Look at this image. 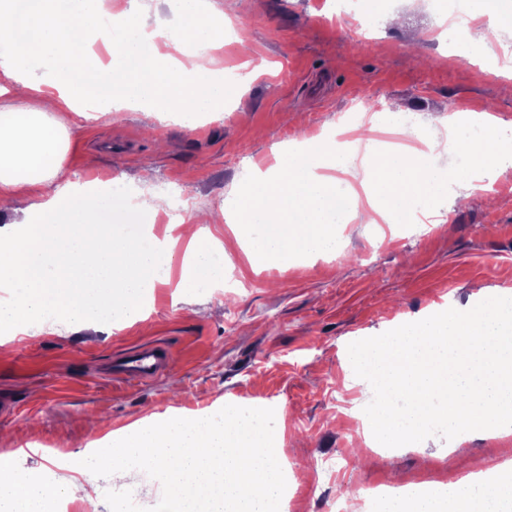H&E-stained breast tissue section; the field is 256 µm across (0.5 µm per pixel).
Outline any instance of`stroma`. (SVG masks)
I'll list each match as a JSON object with an SVG mask.
<instances>
[{
    "mask_svg": "<svg viewBox=\"0 0 512 512\" xmlns=\"http://www.w3.org/2000/svg\"><path fill=\"white\" fill-rule=\"evenodd\" d=\"M235 25L244 50L215 57L231 73L253 78L220 118L193 129L154 121L144 131L136 112L79 119L67 158L81 180L131 182L150 162L155 192L176 202L172 218L194 221L193 203L219 211L255 167L274 163L272 148L298 131L316 136L361 112L390 108L442 133V117L459 106L488 112L512 128V96L489 65L512 47L500 34L495 51L468 59L434 36L441 0H376L379 21L368 24L359 0H207ZM500 205L475 195L465 208L445 205L440 224H340L336 249L312 261L254 267L224 221L206 233L224 244V287L154 288L145 325L113 320L79 329L58 322L0 351V453L17 452L23 472L82 484L84 500L55 503L56 512H109L105 487L135 489L138 504L156 505L159 481L102 480L87 470H62L59 456L83 454L89 442L140 418L218 412L226 401L277 405L284 424L278 448L293 478L288 512H379L368 498L375 483L423 484L463 473L470 458L507 454L512 436L474 435L464 457L444 455L448 443L426 441V453L399 451L339 463L356 435L347 414L372 395L356 384L347 347L382 334L395 321H418L431 306L473 307L483 289L512 288V165L499 169ZM168 347L170 368L139 385L112 383L105 362L148 341Z\"/></svg>",
    "mask_w": 512,
    "mask_h": 512,
    "instance_id": "1",
    "label": "stroma"
}]
</instances>
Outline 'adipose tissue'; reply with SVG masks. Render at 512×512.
<instances>
[{"label":"adipose tissue","instance_id":"obj_1","mask_svg":"<svg viewBox=\"0 0 512 512\" xmlns=\"http://www.w3.org/2000/svg\"><path fill=\"white\" fill-rule=\"evenodd\" d=\"M180 26H148L141 0L113 13L111 0H0V347L46 326L55 317L80 325L141 318L147 290L170 280L179 241L188 248L178 288H211L224 280V250L202 229L181 224L151 241L113 223L115 211L157 215L169 205L149 188L105 187L72 177L66 157L76 117L90 112L177 114L195 128L217 114L240 83L210 69L215 38L200 0H179ZM115 19L108 66L88 59L90 34ZM385 121L342 125L335 137L303 138L277 150V163L255 169L239 205L225 223L246 239L254 259L285 263L302 253L336 248L340 224L414 223L418 212L447 196L449 179L468 171L419 164L406 143L384 147L374 137ZM351 183L342 184L341 175ZM363 188L366 204L336 212V196ZM83 486L56 490L21 471L12 453H0V512H46L53 496L79 499ZM382 512H512V462H481L448 482L397 487Z\"/></svg>","mask_w":512,"mask_h":512}]
</instances>
